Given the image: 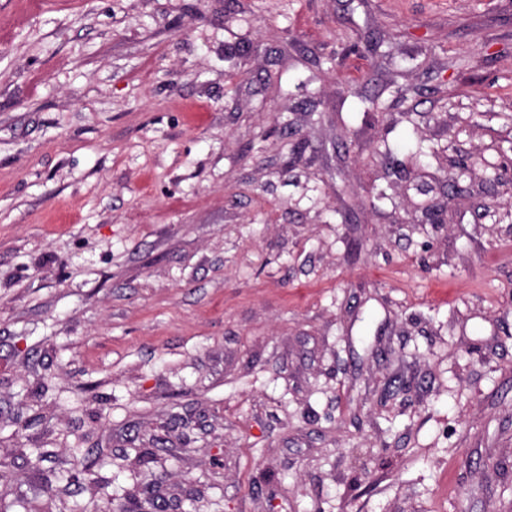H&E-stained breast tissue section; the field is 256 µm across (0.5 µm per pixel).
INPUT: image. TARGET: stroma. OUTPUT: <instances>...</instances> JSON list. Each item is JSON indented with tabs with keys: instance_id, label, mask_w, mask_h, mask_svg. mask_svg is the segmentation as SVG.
<instances>
[{
	"instance_id": "obj_1",
	"label": "stroma",
	"mask_w": 512,
	"mask_h": 512,
	"mask_svg": "<svg viewBox=\"0 0 512 512\" xmlns=\"http://www.w3.org/2000/svg\"><path fill=\"white\" fill-rule=\"evenodd\" d=\"M1 459L0 512H512V0H0Z\"/></svg>"
}]
</instances>
